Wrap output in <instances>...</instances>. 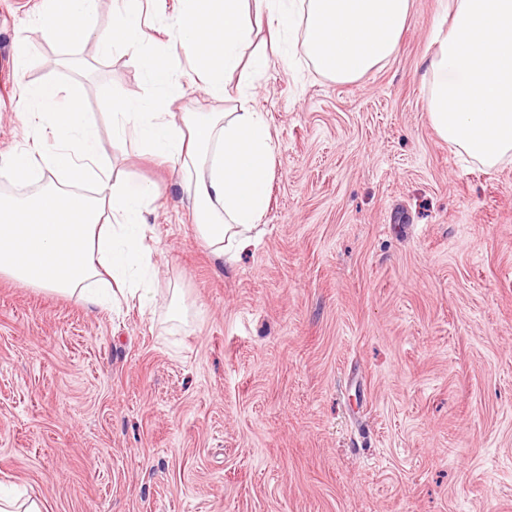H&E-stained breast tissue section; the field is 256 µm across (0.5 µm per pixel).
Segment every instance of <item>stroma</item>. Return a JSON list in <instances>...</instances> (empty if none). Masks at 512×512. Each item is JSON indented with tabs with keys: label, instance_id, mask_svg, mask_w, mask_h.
<instances>
[{
	"label": "stroma",
	"instance_id": "35a3bbf8",
	"mask_svg": "<svg viewBox=\"0 0 512 512\" xmlns=\"http://www.w3.org/2000/svg\"><path fill=\"white\" fill-rule=\"evenodd\" d=\"M174 6L142 0L189 84L174 111L237 109L194 84ZM41 9L0 0V155L25 144L23 86L81 84L114 173L157 188L156 300L91 309L0 276V488L43 512H512V163L429 125L441 0H413L394 56L350 83L254 31L247 105L276 165L231 258L197 238L179 169L112 141L102 96L155 93L129 50L97 47L115 0L81 43L42 38Z\"/></svg>",
	"mask_w": 512,
	"mask_h": 512
}]
</instances>
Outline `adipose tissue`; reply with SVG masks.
I'll return each instance as SVG.
<instances>
[{
  "label": "adipose tissue",
  "mask_w": 512,
  "mask_h": 512,
  "mask_svg": "<svg viewBox=\"0 0 512 512\" xmlns=\"http://www.w3.org/2000/svg\"><path fill=\"white\" fill-rule=\"evenodd\" d=\"M182 45L202 88L228 99L265 68L266 56L244 59L253 20L267 19L274 52L300 47L332 80L351 82L389 58L412 0H180ZM141 0H122L99 49L123 46L139 59L150 98L115 96L101 103L112 140L135 128L153 156L189 174L197 237L224 255L249 246L269 205L274 144L262 113H173L185 93L169 60L146 49ZM97 0H43L45 39L83 42ZM426 60V112L438 138L485 169L512 163V0H448V21L434 32ZM31 134L0 161V182L39 183L27 197L0 191V275L93 307L155 300V264L145 214L154 186L116 181L102 161L97 129L83 110V89L24 86ZM94 182L93 194L81 192Z\"/></svg>",
  "instance_id": "adipose-tissue-1"
}]
</instances>
